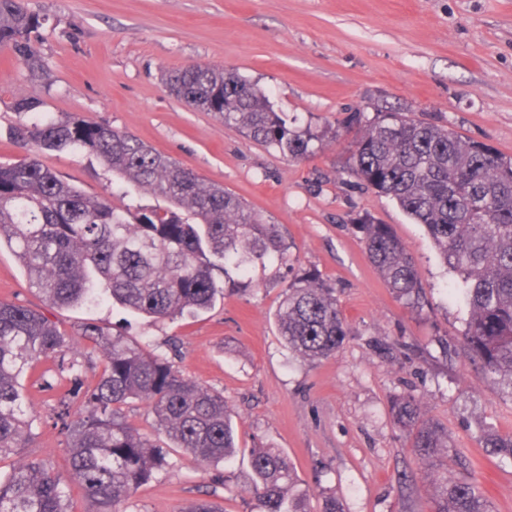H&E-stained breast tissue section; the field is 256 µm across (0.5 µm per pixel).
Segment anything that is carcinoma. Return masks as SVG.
Listing matches in <instances>:
<instances>
[{"mask_svg":"<svg viewBox=\"0 0 512 512\" xmlns=\"http://www.w3.org/2000/svg\"><path fill=\"white\" fill-rule=\"evenodd\" d=\"M44 23L28 0H0V48L32 80L46 76L32 40ZM168 88L189 107L213 113L290 158L310 157L322 141L274 111L267 94L234 71L188 66L170 74ZM43 106L35 96H17L11 103L14 112L28 117L12 134L30 154L0 163V246L12 249L29 286L51 304L112 300L134 314L173 318L209 308L224 284H236L257 264L270 258L288 262L280 226L264 222L233 192L132 134L77 114L44 112ZM351 123L361 133L350 174L424 225L444 264L460 273L452 293L469 310L461 347L484 374L502 377L512 397V157L401 112H379L372 120L356 112ZM55 150L95 157L115 177L109 196H90L61 179L42 158ZM141 192L166 205L112 203ZM355 229L395 297L420 303L424 285L415 259L390 226L364 221ZM276 325L288 349L310 363L336 355L347 336L335 290L314 277L289 284ZM81 336L91 350L81 362L61 363L60 370L76 373L97 356L102 372L93 387L73 390L58 402L68 474L38 460L19 464L0 480V512H68L73 484L94 512H122L120 505L166 464L169 448L206 464L232 461L235 433L222 394L119 334L89 325ZM71 344L44 314L0 301V460L34 441L35 418L25 406L20 379L43 380L40 361L65 357ZM134 400L148 405L163 442L127 420L124 407ZM392 418L411 437L422 464L435 465L450 448L448 428L425 417L412 395L394 397ZM482 443L512 466V434L488 430ZM250 467L245 492L262 512H312L308 494L295 489L287 456L253 448ZM433 485V512H494L477 481L450 476L446 467L436 471Z\"/></svg>","mask_w":512,"mask_h":512,"instance_id":"cac0c4a2","label":"carcinoma"}]
</instances>
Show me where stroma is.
Segmentation results:
<instances>
[{"label":"stroma","instance_id":"obj_1","mask_svg":"<svg viewBox=\"0 0 512 512\" xmlns=\"http://www.w3.org/2000/svg\"><path fill=\"white\" fill-rule=\"evenodd\" d=\"M46 15L35 46L48 72L34 82L0 52V162L24 149L10 141L20 121L10 102L40 97L48 112H73L136 135L207 181L243 198L289 244L288 261L255 266L237 292L206 312L174 319L133 316L109 302L57 307L35 289L10 248L0 249V301L40 310L69 336L100 325L165 354L196 383L222 392L237 457L218 466L179 448L123 505L125 512H183L206 499L224 512H261L245 494L248 451L279 449L296 467L298 490L322 493L344 512H430L433 485L390 415L410 394L448 428V472L481 483L497 512H512V467L481 446L483 429L512 432V399L466 357L467 318L451 297L458 279L423 225L392 199L346 173L353 113L395 110L453 129L512 156V0H28ZM236 70L274 109L323 136L295 160L170 95L167 73L189 65ZM47 164L88 194L112 180L97 160L67 151ZM390 225L413 254L425 287L421 306L399 302L368 260L355 226ZM313 276L336 290L348 336L316 364L281 340L276 314L288 285ZM102 367L53 388L23 379L35 415V445L0 461L66 467L55 425L59 399L75 382L93 386Z\"/></svg>","mask_w":512,"mask_h":512}]
</instances>
